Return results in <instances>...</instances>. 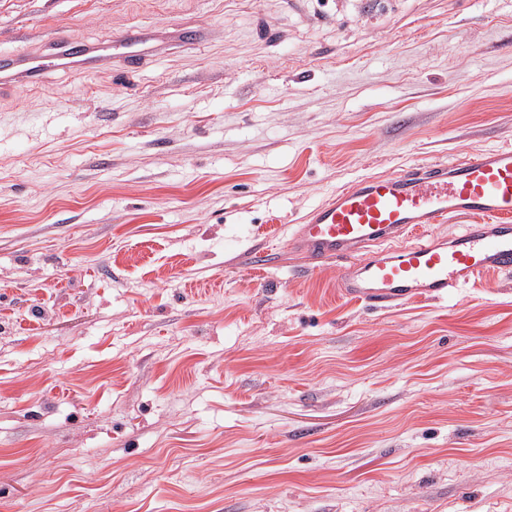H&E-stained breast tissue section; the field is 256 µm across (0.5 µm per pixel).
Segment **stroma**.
I'll use <instances>...</instances> for the list:
<instances>
[{"label":"stroma","instance_id":"stroma-1","mask_svg":"<svg viewBox=\"0 0 512 512\" xmlns=\"http://www.w3.org/2000/svg\"><path fill=\"white\" fill-rule=\"evenodd\" d=\"M135 28L0 95V512H512V272L376 308L286 246L512 145V0H0L4 55ZM148 37L139 30H129L116 38L106 56L92 55L91 50L80 36L69 33L59 34L45 41L44 51L8 59L1 64L0 94L17 84L35 86L42 82L43 75L51 67H63L76 63L79 73L92 70L109 62L125 71L140 68L146 61L149 49L145 47Z\"/></svg>","mask_w":512,"mask_h":512}]
</instances>
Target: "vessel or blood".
<instances>
[{"label": "vessel or blood", "mask_w": 512, "mask_h": 512, "mask_svg": "<svg viewBox=\"0 0 512 512\" xmlns=\"http://www.w3.org/2000/svg\"><path fill=\"white\" fill-rule=\"evenodd\" d=\"M147 36L130 30L108 55H94L80 36L49 39L43 51L0 63V94L18 84L35 86L52 67L77 72L102 62L131 71L146 61ZM467 218L450 238L433 225ZM407 246L392 248V241ZM288 246L305 256L303 273L336 258L343 296L375 307L442 299L488 272L512 270V146L450 163L410 166L395 175H371L336 189L296 224Z\"/></svg>", "instance_id": "b4317fda"}]
</instances>
